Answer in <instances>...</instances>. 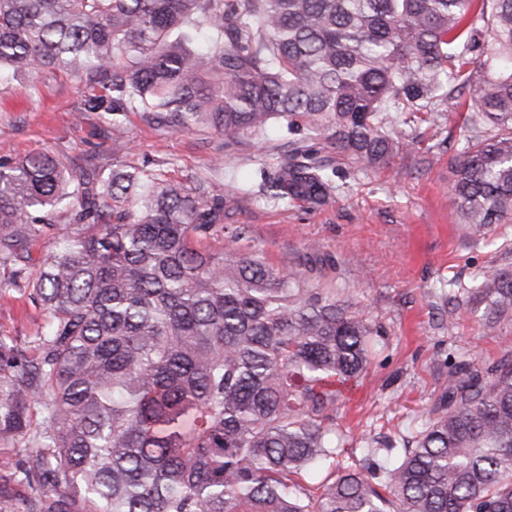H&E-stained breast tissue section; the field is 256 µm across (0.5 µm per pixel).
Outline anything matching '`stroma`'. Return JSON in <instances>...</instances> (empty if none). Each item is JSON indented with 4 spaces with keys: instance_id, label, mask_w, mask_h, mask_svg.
I'll return each instance as SVG.
<instances>
[{
    "instance_id": "35a3bbf8",
    "label": "stroma",
    "mask_w": 512,
    "mask_h": 512,
    "mask_svg": "<svg viewBox=\"0 0 512 512\" xmlns=\"http://www.w3.org/2000/svg\"><path fill=\"white\" fill-rule=\"evenodd\" d=\"M79 99L78 81L65 72L26 73L0 84V156L18 159L48 149L69 169L125 164L174 184L207 177L220 195L228 181L275 167L288 150L277 134L266 141L245 136L228 147L215 131L172 133L137 112L128 114L120 146L109 135L108 116L78 113ZM464 114L461 107L450 110L440 125L417 120L414 149L347 179L339 195L319 208L277 206L250 195L225 202L224 221L206 241L219 252L231 233L243 230L279 269L295 266L308 243L319 242L330 261L328 278L356 285L355 300L384 326V346L336 414V430L346 439L337 468L362 466L365 442L421 428L440 392L449 351L493 360L512 347V325L500 335H484L477 316L449 313L438 288L439 279L466 282L476 268L501 261L480 238L461 235L459 218L448 207L454 153L443 140L460 135ZM43 316L0 272V333L27 338Z\"/></svg>"
}]
</instances>
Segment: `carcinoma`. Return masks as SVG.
<instances>
[{"instance_id":"1","label":"carcinoma","mask_w":512,"mask_h":512,"mask_svg":"<svg viewBox=\"0 0 512 512\" xmlns=\"http://www.w3.org/2000/svg\"><path fill=\"white\" fill-rule=\"evenodd\" d=\"M70 72L82 112L128 113L288 155L224 195L136 169L0 158V266L44 312L0 335V512H512V349L448 353L424 427L320 478L333 425L385 332L356 289L310 284L233 233L224 200L327 204L412 145L420 112L472 105L448 207L506 263L455 289L486 334L512 323V0H0V81ZM328 144L334 155H320ZM64 210L58 230L48 216ZM57 230L37 269L36 238ZM322 479L320 494L307 485Z\"/></svg>"}]
</instances>
